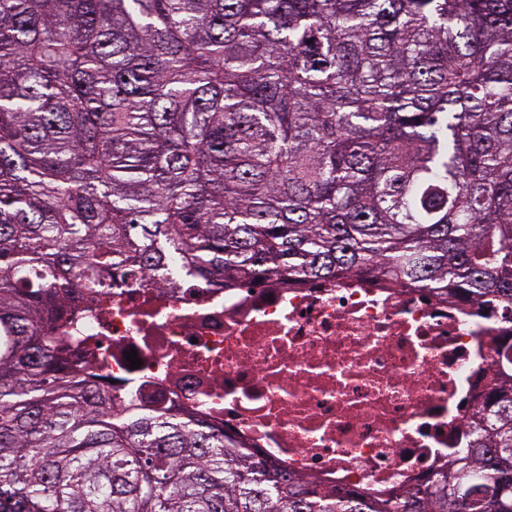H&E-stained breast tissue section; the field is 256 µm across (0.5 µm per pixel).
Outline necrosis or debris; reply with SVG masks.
I'll list each match as a JSON object with an SVG mask.
<instances>
[{
    "mask_svg": "<svg viewBox=\"0 0 512 512\" xmlns=\"http://www.w3.org/2000/svg\"><path fill=\"white\" fill-rule=\"evenodd\" d=\"M501 321L389 279L215 288L148 271L75 299L63 332L72 369L111 380L115 405L178 408L288 475L378 501L471 453V419L512 366Z\"/></svg>",
    "mask_w": 512,
    "mask_h": 512,
    "instance_id": "4bbe7bcc",
    "label": "necrosis or debris"
}]
</instances>
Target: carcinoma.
<instances>
[{"instance_id":"obj_1","label":"carcinoma","mask_w":512,"mask_h":512,"mask_svg":"<svg viewBox=\"0 0 512 512\" xmlns=\"http://www.w3.org/2000/svg\"><path fill=\"white\" fill-rule=\"evenodd\" d=\"M354 273L512 319V0H0V512H512L479 451L365 501L68 372L74 292Z\"/></svg>"}]
</instances>
